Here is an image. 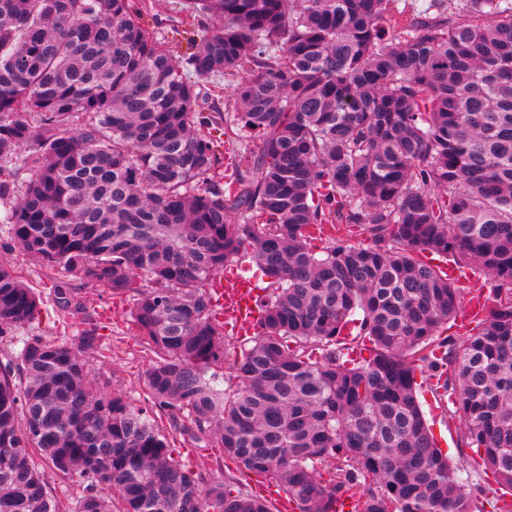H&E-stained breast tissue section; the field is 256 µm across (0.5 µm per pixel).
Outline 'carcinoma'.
<instances>
[{
  "mask_svg": "<svg viewBox=\"0 0 512 512\" xmlns=\"http://www.w3.org/2000/svg\"><path fill=\"white\" fill-rule=\"evenodd\" d=\"M179 12L188 52L130 0H0V160L41 152L0 229L63 274L45 295L0 266V512H270L236 473L298 512L355 494L358 512H485L427 392L512 512V0ZM221 75L239 78L222 123L191 80ZM338 225L362 240L309 232ZM431 255L484 274L461 341L460 288ZM242 257L267 278L246 337L212 291ZM71 278L133 297L147 404L93 371L112 346ZM43 317L78 330L16 339ZM185 445L224 449L229 482L176 460ZM41 460L82 495L61 500ZM424 411L426 412L427 418L430 420L433 432L437 437L441 449L448 453L452 458L454 464L458 465L461 469L464 468L466 472L463 473V478H467L468 482L466 489L473 495H479L480 490L484 487L486 482V476L480 468L474 467L472 464L473 452L469 448H463V454L458 455L456 449V442L458 437L464 431V423L459 418H448V412L446 416L441 414V410H434L433 413L431 408L424 404Z\"/></svg>",
  "mask_w": 512,
  "mask_h": 512,
  "instance_id": "1",
  "label": "carcinoma"
}]
</instances>
